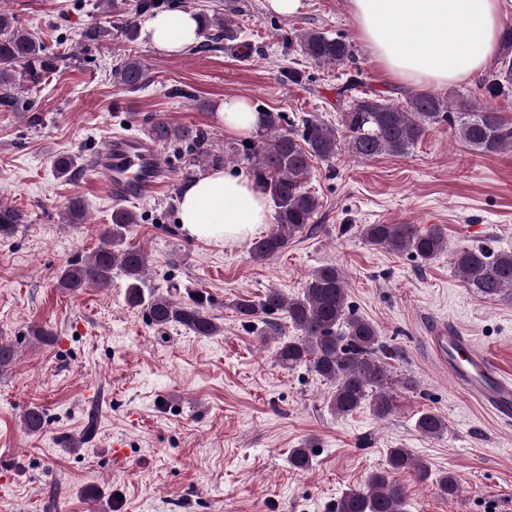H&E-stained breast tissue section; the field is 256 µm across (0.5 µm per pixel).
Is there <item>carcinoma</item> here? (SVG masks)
Masks as SVG:
<instances>
[{
    "label": "carcinoma",
    "instance_id": "cac0c4a2",
    "mask_svg": "<svg viewBox=\"0 0 512 512\" xmlns=\"http://www.w3.org/2000/svg\"><path fill=\"white\" fill-rule=\"evenodd\" d=\"M226 37H234L231 24L217 21L202 47ZM292 43L304 57L323 66L343 67L353 57L352 45L346 39L316 30L298 31ZM54 67L55 58L46 55L38 41L0 10V103L13 106L16 85L25 82L35 87ZM115 78L128 89L138 90L144 84V66L137 59H129L116 69ZM511 83L510 63L492 75L488 91L497 93ZM281 120L279 113H264L259 138L243 141L237 147L256 187L270 197L276 211V228L251 245V257L256 261L282 253L289 241L310 224L320 203L316 196L303 191L304 180L313 160L334 157L340 146L338 130L322 121L307 120L296 131L283 127ZM341 122L347 131L348 152L364 160L384 154L406 156L427 128L442 122L454 129L460 142L481 154L512 148V119L493 109L480 108L463 95L447 102L430 92H415L405 106L368 94L354 96L347 102ZM151 136L160 143L184 142L195 157L208 158L211 166L224 165V155L211 151L203 130L159 121L153 124ZM65 215L68 223H81L84 202L76 196L70 198ZM23 222L20 211L0 204L1 238L14 234ZM133 223L132 212H113L112 224L102 231L101 245L90 256L69 261L60 273L58 286L70 293L89 286L106 288L112 282V270L118 268L128 279L127 303L144 308L151 324L165 327L175 323L202 337L218 334L220 326L206 311L208 298L203 294L189 292L182 299L145 291L148 255L125 245L126 232ZM361 234L372 246L406 252L423 262L434 260L447 247L445 233L438 226L422 231L413 224H365ZM452 263L477 296L496 300L507 293L512 295V251L462 248L453 253ZM234 309L245 322L261 323L272 331L279 327L273 316H287L297 336L279 343L276 360L288 369L304 364L333 384L329 408L335 415H351L366 404L380 420L394 413L396 394L387 362L390 354L379 344L376 327L352 311L345 276L338 267L325 265L314 270L297 297L269 289L257 300L236 301ZM22 421L31 433L42 432L46 424L37 407L26 410ZM416 428L423 436L436 437L445 432L447 425L441 416L428 411L419 415ZM387 462L396 472L413 473L421 480L428 478L426 463L406 448L390 449ZM405 505V486L377 471L370 474L364 489L344 492L336 501L335 512H405Z\"/></svg>",
    "mask_w": 512,
    "mask_h": 512
}]
</instances>
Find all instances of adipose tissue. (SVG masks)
Returning a JSON list of instances; mask_svg holds the SVG:
<instances>
[{"label":"adipose tissue","instance_id":"obj_1","mask_svg":"<svg viewBox=\"0 0 512 512\" xmlns=\"http://www.w3.org/2000/svg\"><path fill=\"white\" fill-rule=\"evenodd\" d=\"M360 40L395 80L447 86L480 76L502 31V0H348ZM201 36L190 11L151 16L142 38L156 52L182 54ZM177 219L188 237L224 247L254 237L272 223L266 198L250 179L216 168L183 187Z\"/></svg>","mask_w":512,"mask_h":512}]
</instances>
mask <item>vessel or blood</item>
I'll list each match as a JSON object with an SVG mask.
<instances>
[{"label":"vessel or blood","mask_w":512,"mask_h":512,"mask_svg":"<svg viewBox=\"0 0 512 512\" xmlns=\"http://www.w3.org/2000/svg\"><path fill=\"white\" fill-rule=\"evenodd\" d=\"M164 163L149 137L113 134L89 167L91 179L116 201L139 202L164 187ZM433 346L455 382L503 421H512V377L498 368L487 350L453 327L437 328Z\"/></svg>","instance_id":"vessel-or-blood-1"}]
</instances>
